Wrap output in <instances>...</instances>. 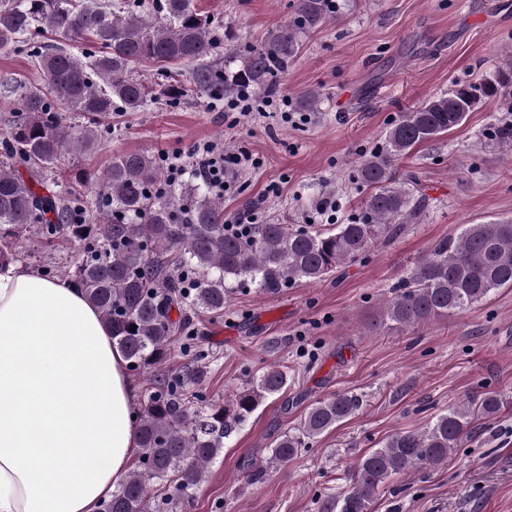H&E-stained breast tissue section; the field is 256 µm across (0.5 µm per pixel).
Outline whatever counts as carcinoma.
<instances>
[{"instance_id":"1","label":"carcinoma","mask_w":512,"mask_h":512,"mask_svg":"<svg viewBox=\"0 0 512 512\" xmlns=\"http://www.w3.org/2000/svg\"><path fill=\"white\" fill-rule=\"evenodd\" d=\"M338 14L332 0H296L288 24L228 73L219 61L224 33L197 0H0V51L51 35L31 55L34 79L3 82L23 108L0 134V269L31 258L37 243L73 249V269L48 263L44 275L71 278L109 325L127 369L146 375L133 467L100 512H184L224 440L287 386L286 367L270 363L223 404L201 387L203 368L162 369L172 339H194L186 309L218 318L239 290L277 296L357 261L419 221L427 206L417 175L398 176V162L460 126L485 100L512 106L510 50L489 76L432 96L389 127L381 146L359 163L362 182L372 188L359 215L330 228L255 224L245 236L229 233L223 198L200 180L158 193L165 173L143 152L114 156L100 174L78 169V159L98 145L101 121L182 93L179 80L151 89L137 67H184L192 90L210 104L244 85L272 91L271 78L288 69L302 37ZM499 288H512V217L467 224L436 241L392 286L380 323L414 327L448 318ZM361 407L352 392L312 403L297 431L277 437L265 464L243 470L245 483L288 464L305 440ZM502 407L498 394L483 392L421 430L389 436L363 455L347 490L324 500L320 512H371L391 476L441 464L475 433V419L494 418Z\"/></svg>"}]
</instances>
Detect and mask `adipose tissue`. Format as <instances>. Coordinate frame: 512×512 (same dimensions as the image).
Listing matches in <instances>:
<instances>
[{"mask_svg": "<svg viewBox=\"0 0 512 512\" xmlns=\"http://www.w3.org/2000/svg\"><path fill=\"white\" fill-rule=\"evenodd\" d=\"M134 397L80 288L0 271V512H99L134 459Z\"/></svg>", "mask_w": 512, "mask_h": 512, "instance_id": "obj_1", "label": "adipose tissue"}]
</instances>
